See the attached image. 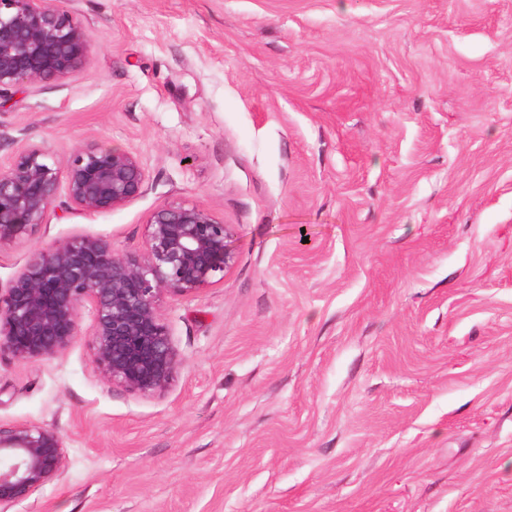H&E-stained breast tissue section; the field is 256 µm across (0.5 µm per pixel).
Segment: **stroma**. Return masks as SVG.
<instances>
[{"label": "stroma", "mask_w": 512, "mask_h": 512, "mask_svg": "<svg viewBox=\"0 0 512 512\" xmlns=\"http://www.w3.org/2000/svg\"><path fill=\"white\" fill-rule=\"evenodd\" d=\"M59 5L89 60L0 106V170L98 141L148 182L51 208L0 246V289L53 241L141 250L175 199L237 259L163 300L161 395L105 382L83 335L0 354V425L66 445L12 512H512V0Z\"/></svg>", "instance_id": "obj_1"}]
</instances>
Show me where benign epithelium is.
<instances>
[{"label":"benign epithelium","mask_w":512,"mask_h":512,"mask_svg":"<svg viewBox=\"0 0 512 512\" xmlns=\"http://www.w3.org/2000/svg\"><path fill=\"white\" fill-rule=\"evenodd\" d=\"M91 48L89 30L57 0H0V101L25 84L70 78L85 67ZM147 180L136 156L96 141L61 163L29 146L0 173V245L33 236L62 195L69 208L108 213L140 197ZM234 235L202 205L178 199L151 211L139 253L116 254L82 235L42 246L0 290V352L22 362L57 356L81 334L79 311L87 303L99 375L141 397L160 395L179 363L162 300L224 280L236 261ZM65 460L55 429L0 426V512L64 479Z\"/></svg>","instance_id":"7a95c632"}]
</instances>
